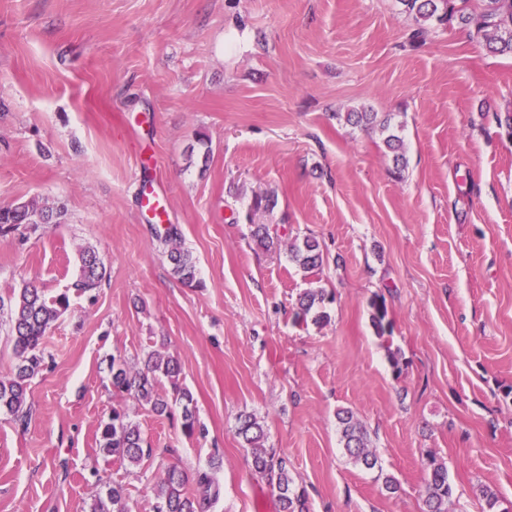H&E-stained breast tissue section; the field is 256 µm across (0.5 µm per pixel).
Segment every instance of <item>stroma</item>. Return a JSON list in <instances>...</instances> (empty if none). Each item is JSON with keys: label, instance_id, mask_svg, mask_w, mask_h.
<instances>
[{"label": "stroma", "instance_id": "1", "mask_svg": "<svg viewBox=\"0 0 512 512\" xmlns=\"http://www.w3.org/2000/svg\"><path fill=\"white\" fill-rule=\"evenodd\" d=\"M415 22L399 0H0V208L34 198L58 224L0 235V298L25 285L70 308L47 332L31 414L0 412V512H90L122 485L153 512L170 465L220 456L211 512H277L236 435L251 414L311 512H421L425 453L450 512H512V58ZM352 110L393 114L406 166ZM168 197V224L140 205ZM276 193L273 209L255 197ZM274 240L255 244V225ZM195 260L186 285L163 238ZM317 239L319 270L288 249ZM93 247L107 279L77 290ZM329 295L327 322L297 320ZM391 322L378 335L374 299ZM178 358L201 431L113 393L109 365ZM125 408L152 449L129 467L99 447ZM379 466L349 462L338 409ZM398 482L396 493L384 476ZM327 297L321 289H311L300 295L296 316L299 320L307 321L308 317L314 323L328 320L325 309Z\"/></svg>", "mask_w": 512, "mask_h": 512}]
</instances>
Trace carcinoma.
I'll return each mask as SVG.
<instances>
[{
  "instance_id": "1",
  "label": "carcinoma",
  "mask_w": 512,
  "mask_h": 512,
  "mask_svg": "<svg viewBox=\"0 0 512 512\" xmlns=\"http://www.w3.org/2000/svg\"><path fill=\"white\" fill-rule=\"evenodd\" d=\"M404 11L414 16L417 28L412 38L421 41L429 31V25L457 27L473 34L485 42L488 50L497 55L512 57V0H400ZM346 121L356 127H380L388 132L385 145L393 154L394 168L402 170L405 165L403 141L391 132V115L378 118L376 112H347ZM63 216L60 207L47 206L32 198L13 207L0 209V234H8L27 226L32 230L41 224H57ZM178 234L168 229L164 243L169 246L167 256L172 264V273L180 281L191 284L196 280V265L190 253L176 244ZM289 258L306 272L322 266L323 259L319 243L307 237L300 245H292ZM80 280L77 287L83 292L95 290L105 279L106 267L91 249L80 252ZM327 297L321 289H311L300 295L298 319L314 323L328 320L325 311ZM70 308L69 298L60 294L46 297L34 286L22 288L10 300L8 335L18 364L13 375L0 379V410L11 414L18 422L26 423L31 405L28 402L29 381L44 367L43 343L47 331ZM372 323L379 335L389 331L388 309L384 299L372 303ZM111 383L114 391L127 394L137 403L147 405L157 415L170 413L171 402L182 404V430L191 437L198 429L191 392L180 386L181 368L178 360L158 351L147 354L143 365L133 368L121 358L112 359ZM170 388H165L163 382ZM336 418L341 428L343 448L355 464L366 469L378 467V457L369 448L367 433L352 412L340 409ZM236 435L251 449L250 469L254 479L265 484L276 497L277 512H309L306 492L299 487L288 468V460L264 446L265 430L251 414L238 418ZM103 452L121 463L138 466L150 457L151 449L138 425L134 424L124 410L112 409V417L104 424L99 440ZM428 477L424 487L425 512H448V503L453 498V487L448 479L447 466L433 455L426 456ZM188 476L178 466L169 467L162 480L154 488V512H210L220 494L219 482L213 473L197 474V491L187 492ZM112 508L98 503L93 512H130L124 490L115 484L108 492Z\"/></svg>"
}]
</instances>
